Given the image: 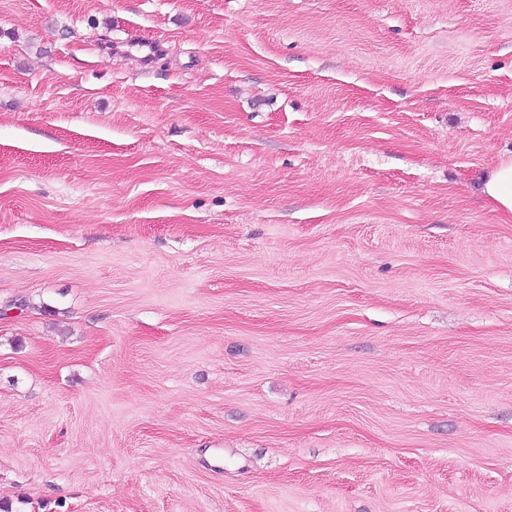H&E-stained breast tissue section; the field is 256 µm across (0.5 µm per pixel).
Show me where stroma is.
I'll return each instance as SVG.
<instances>
[{
	"label": "stroma",
	"instance_id": "obj_1",
	"mask_svg": "<svg viewBox=\"0 0 512 512\" xmlns=\"http://www.w3.org/2000/svg\"><path fill=\"white\" fill-rule=\"evenodd\" d=\"M507 158L512 0H0V512H512ZM481 187L495 211L512 216V159L502 160L490 168Z\"/></svg>",
	"mask_w": 512,
	"mask_h": 512
}]
</instances>
